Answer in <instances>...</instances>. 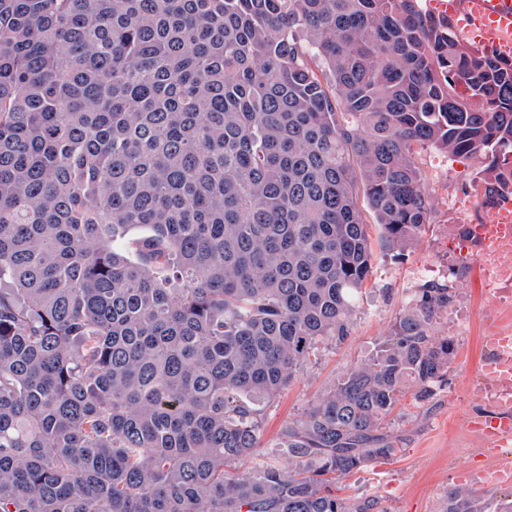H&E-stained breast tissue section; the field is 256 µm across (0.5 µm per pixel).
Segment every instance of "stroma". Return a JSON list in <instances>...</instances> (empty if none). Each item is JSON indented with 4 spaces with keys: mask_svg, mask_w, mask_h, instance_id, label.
I'll list each match as a JSON object with an SVG mask.
<instances>
[{
    "mask_svg": "<svg viewBox=\"0 0 512 512\" xmlns=\"http://www.w3.org/2000/svg\"><path fill=\"white\" fill-rule=\"evenodd\" d=\"M417 163L423 188L432 199V222L404 251L376 250L373 272L348 340L312 357L280 396L265 409L261 453L266 460L287 464L279 433L300 418L349 368L367 358L388 336L415 288L429 283H456L457 304L467 312L469 332L456 340L448 382L432 398L402 397L390 418L398 434L395 456L343 479L349 497L378 494L389 512H439L449 488L468 486L466 470L486 465L481 443L470 421L488 414V407L467 394L481 378L484 347L479 340L484 285L474 255H461L451 243L461 234L448 212L449 202L468 204L479 192L474 182L476 158L454 157L434 148L420 150Z\"/></svg>",
    "mask_w": 512,
    "mask_h": 512,
    "instance_id": "stroma-1",
    "label": "stroma"
}]
</instances>
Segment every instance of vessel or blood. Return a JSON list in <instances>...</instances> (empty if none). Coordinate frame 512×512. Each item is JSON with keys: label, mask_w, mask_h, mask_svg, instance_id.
<instances>
[{"label": "vessel or blood", "mask_w": 512, "mask_h": 512, "mask_svg": "<svg viewBox=\"0 0 512 512\" xmlns=\"http://www.w3.org/2000/svg\"><path fill=\"white\" fill-rule=\"evenodd\" d=\"M465 31L478 45L512 58V0H468ZM483 447L497 449L512 442V415L498 413L472 422Z\"/></svg>", "instance_id": "obj_1"}]
</instances>
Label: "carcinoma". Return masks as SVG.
<instances>
[{
	"instance_id": "cac0c4a2",
	"label": "carcinoma",
	"mask_w": 512,
	"mask_h": 512,
	"mask_svg": "<svg viewBox=\"0 0 512 512\" xmlns=\"http://www.w3.org/2000/svg\"><path fill=\"white\" fill-rule=\"evenodd\" d=\"M426 147L512 197V59L418 0H0V512H389L338 483L448 383L452 288L281 430L286 468L259 402L430 223Z\"/></svg>"
}]
</instances>
